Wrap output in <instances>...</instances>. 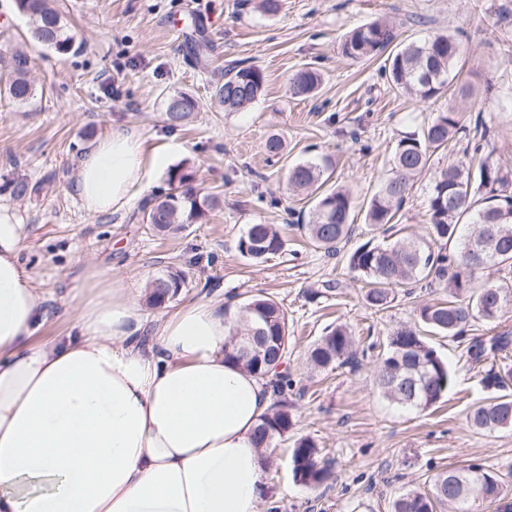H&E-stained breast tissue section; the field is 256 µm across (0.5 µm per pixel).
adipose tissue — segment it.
<instances>
[{
	"label": "adipose tissue",
	"mask_w": 512,
	"mask_h": 512,
	"mask_svg": "<svg viewBox=\"0 0 512 512\" xmlns=\"http://www.w3.org/2000/svg\"><path fill=\"white\" fill-rule=\"evenodd\" d=\"M167 159L115 126L72 194L86 213L121 211ZM26 232L0 210V512H258L253 434L272 388L225 360L234 312L194 302L153 320L138 289L92 267L69 303L77 335L35 342L48 312L20 259Z\"/></svg>",
	"instance_id": "ef3b65f1"
}]
</instances>
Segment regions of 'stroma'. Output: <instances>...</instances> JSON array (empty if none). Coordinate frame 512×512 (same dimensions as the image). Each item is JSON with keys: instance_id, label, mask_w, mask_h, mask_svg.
<instances>
[{"instance_id": "1", "label": "stroma", "mask_w": 512, "mask_h": 512, "mask_svg": "<svg viewBox=\"0 0 512 512\" xmlns=\"http://www.w3.org/2000/svg\"><path fill=\"white\" fill-rule=\"evenodd\" d=\"M259 0H55L78 44L67 53L38 43L13 0H0V50L30 60L33 98H0V206L25 224L22 253L51 317L35 336L65 335L66 301L87 264L143 282L171 269L187 284L175 304L220 300L241 305L253 294L272 295L288 312L286 366L293 382L294 427L275 442L264 466L269 488L259 512H391L398 493L423 489L436 473L474 460L512 469V428L479 431L466 415L485 395L466 360L476 338L512 337V304L499 320L472 321L461 337H431L456 384L440 407L410 412L379 392L378 361L391 331L417 322L423 305L446 298L441 287L404 284L392 306L377 311L363 299L365 282L347 256L372 239L362 211L392 174L395 146L422 132L437 112L481 114L490 129L484 155L512 170V0H280L275 14ZM376 20L393 24L396 46L436 33L461 45L456 76L425 102L398 92L384 76V59L353 62L343 37ZM207 49L197 66L194 45ZM245 63L265 76L263 94L231 114L216 108L211 85L225 66ZM309 67L322 75L319 90L297 97L289 77ZM194 96L199 108L183 126L165 123L167 99ZM116 123L140 129L147 152L167 151L170 166L188 164L220 209L173 239L155 237L141 222L146 199L167 190L159 179L118 213L89 215L70 193L75 166ZM279 136L282 155L264 144ZM457 134L433 153L415 179L396 220L404 236L428 238L427 202L435 175L469 161ZM329 158L328 186L350 191L358 209L338 254L318 249L294 223L305 202L287 184V169L305 159ZM27 193L17 196L18 183ZM276 225L283 250L255 264L237 249L250 224ZM354 339L357 370H314L311 346L330 324ZM313 438L335 466V478L313 489L294 483L290 453L296 439Z\"/></svg>"}]
</instances>
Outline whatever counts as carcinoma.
Segmentation results:
<instances>
[{
	"instance_id": "1",
	"label": "carcinoma",
	"mask_w": 512,
	"mask_h": 512,
	"mask_svg": "<svg viewBox=\"0 0 512 512\" xmlns=\"http://www.w3.org/2000/svg\"><path fill=\"white\" fill-rule=\"evenodd\" d=\"M18 12L27 16L35 39L60 53L72 50L74 37L67 34L65 18L52 6V0H14ZM394 27L374 21L351 30L341 43L348 59L374 58L395 41ZM460 51L457 39L437 33L428 40L405 45L385 60L384 71L399 91L430 100L440 95L451 81ZM12 75L0 84V96L25 102L34 94L27 79L28 58L14 53L9 59ZM321 82L319 72L302 68L289 78L296 96L313 93ZM262 71L254 66H232L216 83L213 99L225 112H240L255 102L264 90ZM198 109L191 96H171L165 107V121L177 127ZM465 130L459 113L438 112L422 134L410 133L397 143L393 162L395 175L386 180L370 200L365 221L382 234L395 229L394 220L412 186L415 176L428 166L432 153L444 147ZM323 167L311 160L288 169V184L305 195L310 207L301 214L298 229L311 243L327 253L337 254L352 231L354 201L344 189H326L321 182ZM168 192L155 195L142 208V223L158 236L178 235L192 224H201L208 213L221 204L219 196L207 194L197 186L196 174L186 165L169 171ZM508 174L489 161L478 169L460 163L440 171L433 179L428 198V234L439 244L434 250L426 242L399 239L395 242H367L348 254L350 271L362 276L368 288L365 303L383 310L395 299L394 286L419 283L448 287L449 299L420 310V325H404L387 336L386 350L377 368V385L389 402L407 409L425 411L439 403L454 386L448 363L430 345L425 333L456 338L475 319L497 320L512 290L497 284L476 286L477 271L489 267L512 271V195ZM483 236L494 240L496 256L483 264L473 255L475 241ZM285 241L270 224H251L238 240L240 254L256 263L282 251ZM186 285L181 270H168L147 284L146 301L153 308L163 307L178 296ZM257 337V348L249 357L239 352L240 338ZM505 337L494 336L490 344L476 341L466 349L473 366L487 362L489 355L503 349ZM288 314L271 297L255 295L238 312V319L225 343V360L242 364L250 372L264 376L279 366L288 354ZM353 337L346 327L337 325L326 331L310 349L309 362L322 370L343 368L352 363ZM481 384L492 395L475 402L468 412L472 427L494 431L512 426V369L496 367L480 371ZM292 388L288 374L279 375L273 394L277 401L255 429L256 445L270 448L294 426L292 406L286 394ZM293 478L305 487H316L330 477L328 462L310 437L295 441L291 452ZM471 468L465 464L434 474L430 489L401 492L393 501V512H434L435 504L447 505L451 512H483L496 503L497 512H512L503 478L485 465L477 485L483 495L476 497L451 482L454 474Z\"/></svg>"
}]
</instances>
